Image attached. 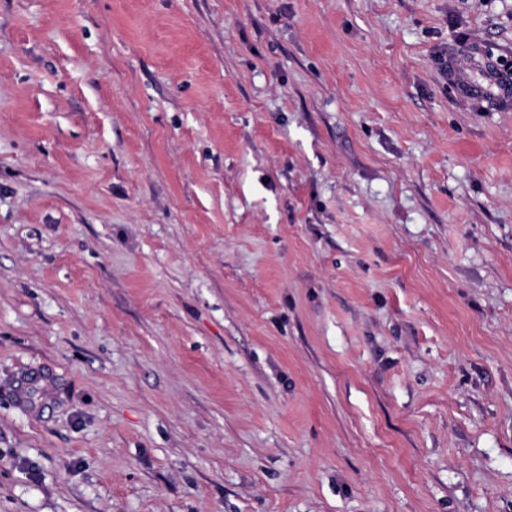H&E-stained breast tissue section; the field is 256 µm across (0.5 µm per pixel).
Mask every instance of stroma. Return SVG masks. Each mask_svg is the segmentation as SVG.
<instances>
[{
    "mask_svg": "<svg viewBox=\"0 0 512 512\" xmlns=\"http://www.w3.org/2000/svg\"><path fill=\"white\" fill-rule=\"evenodd\" d=\"M512 0H0V512H512Z\"/></svg>",
    "mask_w": 512,
    "mask_h": 512,
    "instance_id": "obj_1",
    "label": "stroma"
}]
</instances>
